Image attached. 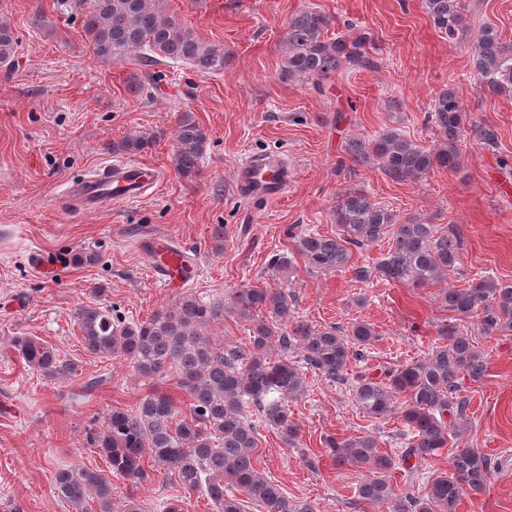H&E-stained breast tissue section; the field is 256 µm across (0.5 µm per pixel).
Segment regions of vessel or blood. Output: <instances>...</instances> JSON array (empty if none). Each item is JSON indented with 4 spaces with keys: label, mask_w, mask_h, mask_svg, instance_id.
Returning a JSON list of instances; mask_svg holds the SVG:
<instances>
[{
    "label": "vessel or blood",
    "mask_w": 512,
    "mask_h": 512,
    "mask_svg": "<svg viewBox=\"0 0 512 512\" xmlns=\"http://www.w3.org/2000/svg\"><path fill=\"white\" fill-rule=\"evenodd\" d=\"M163 179V173L152 164L111 158L81 179L67 183L62 197L76 210L97 211L115 202H139L148 191L156 190ZM237 181L249 197L267 203L281 198L286 192L288 167L273 155L253 157L238 168ZM143 255L153 278L166 286L175 280L189 283L198 271L196 252L175 244L167 236L149 239L143 247Z\"/></svg>",
    "instance_id": "obj_1"
}]
</instances>
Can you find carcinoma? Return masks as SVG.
<instances>
[{"label":"carcinoma","mask_w":512,"mask_h":512,"mask_svg":"<svg viewBox=\"0 0 512 512\" xmlns=\"http://www.w3.org/2000/svg\"><path fill=\"white\" fill-rule=\"evenodd\" d=\"M83 2L85 35L105 61L135 56L151 65L160 59L189 60L205 73L224 68V49L199 40L167 16L163 0ZM421 4L441 37L454 41L466 29L462 0ZM329 26L330 17L310 9L289 18L282 44L283 78L319 85L346 66L375 64L370 32L327 38ZM15 45L9 26L0 25V63L14 56ZM471 64L480 92L512 95V42L495 27L479 29ZM429 119L441 137L433 148L387 129L369 141L348 140L346 154L353 165L376 166L395 182H418L436 170L452 172L459 167L458 143L466 131L483 144L497 139L488 126L466 127L463 103L451 88L435 98ZM155 139L154 134L129 135L112 149L138 153ZM176 139V169L190 176L198 170L208 133L184 115ZM332 222L336 231L331 235L309 229L297 236L305 265L316 272L348 269L357 282L380 277L408 288L445 285L438 297L457 323L442 330V341L417 361L383 369L378 378L364 371L351 380L352 361L377 338L374 328L363 320L346 329L309 325L295 316V300L286 288L234 290L227 309L248 326L249 341L229 348L208 336L211 326L224 321L227 309L222 300L205 302L185 294L143 323L123 320L102 302L82 305L77 321L89 353L119 355L145 377L171 372L190 402L182 413L173 398L154 393L131 410L112 409L90 437L107 458L109 473L66 467L56 474L58 495L73 512H112V477L147 480V459L174 475L185 491L205 490L217 512H244L240 493L266 512H313L310 503L288 497L254 465L257 428L251 413H258L288 445L298 435L288 401L304 395L306 376L293 360L295 355L324 380L351 383V396L364 416L382 419L401 413L402 453L397 462L381 453L379 439L369 433L325 441L337 462L365 472L357 489L362 500L392 503L395 512H457L465 495L484 489L491 462L469 448L452 453L449 470L429 476L418 494L411 490L396 497L390 473L397 465L414 473L462 436L468 408L461 395L463 385L467 379L476 382L484 377L487 354L461 322L477 319L485 336L511 334L512 283L483 276L464 288L449 285L461 250L457 233L413 217L402 220L360 190L347 188L337 194ZM384 240L388 249L375 265L351 263L353 249ZM11 345L25 364L49 380L76 372L74 363L39 338L15 336Z\"/></svg>","instance_id":"carcinoma-1"}]
</instances>
